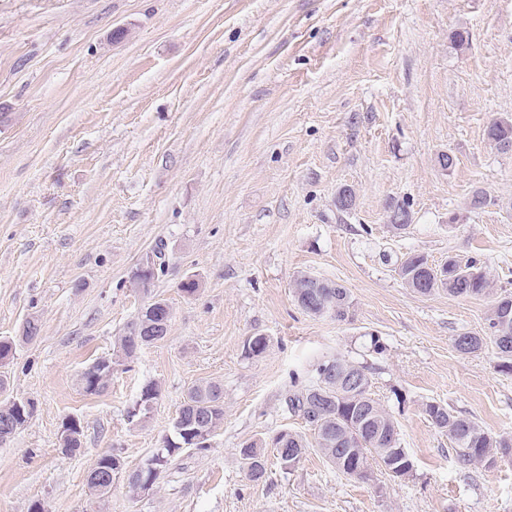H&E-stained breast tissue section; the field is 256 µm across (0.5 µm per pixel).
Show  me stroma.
<instances>
[{
  "instance_id": "1",
  "label": "stroma",
  "mask_w": 512,
  "mask_h": 512,
  "mask_svg": "<svg viewBox=\"0 0 512 512\" xmlns=\"http://www.w3.org/2000/svg\"><path fill=\"white\" fill-rule=\"evenodd\" d=\"M501 117L512 0H0V403L36 405L0 442V512H512V463L461 469L422 412L440 401L512 435V374L493 348L453 345L512 293V151L486 133ZM399 205L411 223L397 232ZM157 249L165 270L139 287ZM413 253L479 260L491 296L415 293L397 274ZM304 272L347 289V320L297 305ZM156 299L164 341L86 394L81 373ZM339 353L369 366L412 476L350 480L313 450L249 480L239 449L307 433L285 399ZM152 381L157 403L130 420ZM201 381L224 391L208 449H184L153 492L130 497L119 478L93 500L94 461L141 466ZM69 417L83 426L72 457Z\"/></svg>"
}]
</instances>
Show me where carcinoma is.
Returning <instances> with one entry per match:
<instances>
[{
	"instance_id": "obj_1",
	"label": "carcinoma",
	"mask_w": 512,
	"mask_h": 512,
	"mask_svg": "<svg viewBox=\"0 0 512 512\" xmlns=\"http://www.w3.org/2000/svg\"><path fill=\"white\" fill-rule=\"evenodd\" d=\"M488 139L503 151L512 150V119H497L487 130ZM398 275L406 287L428 295L444 290L448 295L462 298L484 296L489 281L480 263L473 259L462 264L448 259L444 278L429 265L421 254L408 256L399 266ZM294 297L298 305L313 316H323L328 300H336L334 318L341 321L349 317L350 299L341 284L324 280L313 288L299 275L294 282ZM512 308V295L498 296L487 317L489 335L461 333L454 338L455 349L462 354L481 351L493 345L499 358L498 367L512 372V335L503 337L498 328L501 312ZM161 336H128L119 339L116 359H99L92 364L95 373L81 374L85 392L96 394L105 386V376L117 361H133L142 347L158 343ZM355 371L371 375L369 367L350 357L338 354L315 368V381L300 391L288 394V411L301 418L314 431L316 451L322 454L342 475L355 480L373 478L371 462L383 468V474L395 482L413 474L414 464L402 446L395 417L372 397L371 388L360 389L342 381L341 374ZM426 419L439 431L448 435L453 444L456 460L463 468L493 467L501 461L512 462V438L492 435L474 419L458 414L448 405L429 401L422 407ZM176 420L180 430L173 431L172 442L159 448L149 458L153 468L142 465L126 472V485L131 496L141 494L142 485H156L160 475L185 448L203 449L197 441V428L216 429L224 421V398L221 388L211 382L191 386L181 405ZM275 458L284 471L295 469L309 452L306 437L298 432L280 431L273 439ZM239 456L248 478L258 482L267 474V457L263 445L252 442L239 449Z\"/></svg>"
}]
</instances>
